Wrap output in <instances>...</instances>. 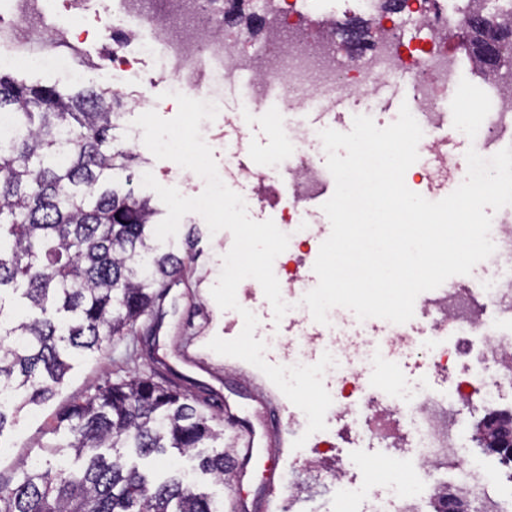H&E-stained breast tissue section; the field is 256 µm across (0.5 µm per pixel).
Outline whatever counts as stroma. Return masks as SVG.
Instances as JSON below:
<instances>
[{"label": "stroma", "mask_w": 512, "mask_h": 512, "mask_svg": "<svg viewBox=\"0 0 512 512\" xmlns=\"http://www.w3.org/2000/svg\"><path fill=\"white\" fill-rule=\"evenodd\" d=\"M394 29L406 39L416 34L412 18L404 11L390 20L376 13L337 15L339 61L350 64L358 57L363 41L379 42ZM110 46V41L103 39L84 44L78 61L84 65L86 76L80 83L63 73L34 69L25 64L13 68L12 74L69 91L82 86L107 88L112 84ZM309 121V116L302 113L289 115L286 106L277 99L259 105L248 118L251 165L262 167L273 157L284 154L290 125L302 126ZM158 248L184 258L185 266L178 283L170 290L162 307L163 318L155 323L151 336L144 342L130 336L117 339L105 353L89 354L76 360L53 401L39 408H25L19 413L15 426L0 433V472L10 473L19 460L41 455L44 445H63L70 441L69 432L57 421L60 406L93 393L105 381L144 374L158 364L173 369L176 382L191 394L212 398L216 413H223L228 405L235 408L246 426L257 423L254 405L257 395L284 401V394L261 370L243 360L217 354L208 347L214 337L223 336L226 320L225 311L211 295L222 269L223 233H210L204 219L190 213L181 220L176 236L159 243ZM186 352L197 358L199 368L189 370L182 366L181 356ZM423 359L424 352L419 349L407 363L369 374L367 394L383 393L394 385L409 392L426 385L447 389L444 377L429 371ZM301 434V429L285 427L276 457L263 452L252 457L246 465L245 477L239 482L230 478L222 483L214 482L198 470V460L193 455L153 456L139 460L138 465L161 476L178 470L191 473L200 491L223 501L224 512H237V500H249L268 492L275 499L276 512H356V501L337 499L335 486L330 481L331 470L344 467L357 481H376L385 471L388 458L395 454L393 448L385 445L370 448L358 445L354 431L333 420L322 433V443L305 451L309 457H326L329 469L325 472L310 470L293 462L296 452L292 443ZM272 467L277 469L279 480L275 489L270 490L266 487V476Z\"/></svg>", "instance_id": "obj_1"}]
</instances>
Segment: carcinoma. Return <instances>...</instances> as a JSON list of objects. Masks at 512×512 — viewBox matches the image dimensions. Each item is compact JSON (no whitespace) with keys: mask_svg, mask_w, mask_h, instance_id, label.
<instances>
[{"mask_svg":"<svg viewBox=\"0 0 512 512\" xmlns=\"http://www.w3.org/2000/svg\"><path fill=\"white\" fill-rule=\"evenodd\" d=\"M469 41L476 58L491 41L512 59V14L475 12ZM118 99L102 89L70 94L55 85L0 75V114L12 131L0 137V436L27 406L56 394L84 353H101L154 313L161 289L178 280L183 259L155 253L149 201L117 187L130 183L136 154L115 130ZM26 301L30 315L5 307L3 292ZM134 375L72 402L59 422L72 436L54 456L82 462L24 460L0 472V512H224V504L178 474L158 482L130 463L186 455L224 437L212 425L214 404L181 387ZM230 452L199 457L218 481Z\"/></svg>","mask_w":512,"mask_h":512,"instance_id":"obj_1","label":"carcinoma"}]
</instances>
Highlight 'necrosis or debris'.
<instances>
[{
    "label": "necrosis or debris",
    "mask_w": 512,
    "mask_h": 512,
    "mask_svg": "<svg viewBox=\"0 0 512 512\" xmlns=\"http://www.w3.org/2000/svg\"><path fill=\"white\" fill-rule=\"evenodd\" d=\"M54 0H0V65L32 64L81 80L73 68L71 48L89 35L117 36L112 52V87L127 94L132 107L147 112L154 101L146 93L147 61L171 91L223 105L224 87L242 85L238 111L224 115L222 126H204L210 142L231 146L222 181L229 188L243 184L256 190L245 202L258 211L273 210L276 225L289 236L287 249L275 260L283 300L290 309L269 363L310 365L331 353L334 365L323 382L333 403L332 418L345 421L360 442L383 437L384 416L396 418L402 435L392 446L414 474L402 491L370 484L355 485L348 472L333 479L339 494L356 496L358 512H423V494L438 504L454 499L458 512H512V492H505L500 472L483 459L462 461L457 450L466 434V416L477 403L492 406L512 394V205L502 208L492 241L498 277L490 282L454 278L421 293L413 318L403 324L385 323L379 342L366 340L363 325L350 336L326 335L304 314L308 280L302 270L320 248L326 228L315 222L312 204L328 188L311 147L320 132L336 127L334 106L347 96L370 104L375 91L395 79L409 78L414 89L410 111L423 130L418 144L429 165L419 183L426 190L447 183L448 152L434 137L444 127L452 139L466 138L488 158L512 145V94L488 83L478 111L460 112L448 122L447 98L471 101L473 94L460 78L459 64L448 38L459 31L451 0H407L415 23L425 32L429 48L403 53V38L389 37L366 48L359 63L336 69L338 13L374 11L376 0H282L263 52L252 48L248 31H227L224 0H69L67 25L47 19ZM322 12L331 22L313 38L296 26L303 6ZM277 88L290 108L316 111V121L302 128L288 145L284 159L262 168L247 160V114ZM435 331L425 349L429 369L446 373L448 391L419 389L406 407L391 394L365 393L368 374L408 359L417 336Z\"/></svg>",
    "instance_id": "necrosis-or-debris-1"
}]
</instances>
